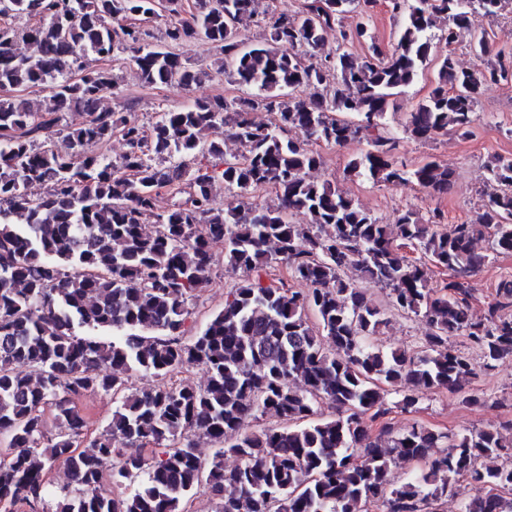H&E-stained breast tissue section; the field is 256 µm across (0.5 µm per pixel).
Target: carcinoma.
<instances>
[{
    "instance_id": "obj_1",
    "label": "carcinoma",
    "mask_w": 512,
    "mask_h": 512,
    "mask_svg": "<svg viewBox=\"0 0 512 512\" xmlns=\"http://www.w3.org/2000/svg\"><path fill=\"white\" fill-rule=\"evenodd\" d=\"M256 2L194 0L195 11L169 29L173 45L203 29L224 55L211 73L124 25L150 12L151 0H0L12 17L53 18L0 26V88H37L46 100L35 109L0 96L8 133L0 140V512H191L201 487L214 512H436L450 491L462 495L461 512H512V435L487 427L453 436L417 424L395 432L387 422L371 433L392 408L415 409L419 389H446L466 405L482 400L465 386L473 359L448 350V337H465L485 369L512 356V281L499 284L477 321L467 281L489 254L512 253V158L487 165L475 221L445 231L435 228L439 212L424 220L411 209L392 228L331 181L308 178L323 166L313 146L358 137L367 150L348 162L350 175L448 195L453 171L434 160L408 168L386 115L431 62L437 19L448 21L451 46L472 14L497 17L512 0H387L401 18L397 43L388 52L372 39L362 56L344 46L368 37L375 0H302L296 13L271 16L265 38L249 45L241 33ZM350 13L357 22L347 28ZM328 30L340 45L321 56ZM20 38L36 52L18 54ZM125 51L147 86L189 89L217 74L258 96L196 100L158 113L146 129L104 106L117 79L86 63ZM435 68L432 90L405 125L420 142L450 128L469 132L483 89L512 76V54L498 51L474 72L458 68L450 49ZM300 87L313 90L309 99L291 97ZM260 107L274 116L266 126L251 119ZM73 109L89 119L59 127ZM61 133L66 153L47 144ZM115 135L128 147L117 164L96 151ZM227 138L246 153L224 158ZM218 181L242 193L271 189L276 202L218 208ZM33 183L46 194L31 197ZM297 212L310 223H293ZM217 242L225 268L242 280L189 336V301L210 281ZM427 262L453 279L430 288ZM274 263L309 288L270 277ZM348 269L358 280L345 277ZM366 283L387 291V305ZM392 313L427 324L416 355L378 347ZM106 330L110 341L99 335ZM196 365L207 373L203 388L185 377ZM135 373L157 383L131 393ZM383 382L405 386L391 407ZM86 392L115 404L94 440L75 406ZM323 403L334 417H318ZM48 411L59 423L51 436ZM264 416L283 426L249 429ZM200 434L218 444L207 460L195 447ZM227 452L238 458L232 469ZM498 457L505 464H481ZM396 459L421 473L392 486ZM57 465L71 485L48 508L45 474Z\"/></svg>"
}]
</instances>
